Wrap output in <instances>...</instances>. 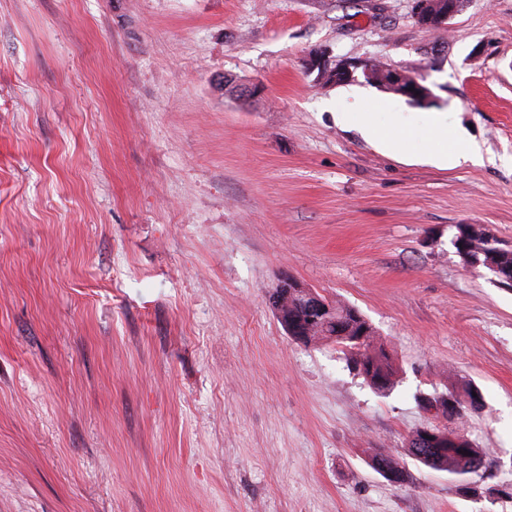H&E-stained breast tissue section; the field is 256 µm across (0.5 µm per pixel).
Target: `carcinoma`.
<instances>
[{"label":"carcinoma","instance_id":"carcinoma-1","mask_svg":"<svg viewBox=\"0 0 512 512\" xmlns=\"http://www.w3.org/2000/svg\"><path fill=\"white\" fill-rule=\"evenodd\" d=\"M374 336V328L358 309L338 302L336 324L329 326L328 334L315 332L305 337L304 344L331 341L347 349L350 353V368L363 376L374 391L385 394L394 385L396 369L386 349L381 345L374 346ZM446 395L454 403L453 410L445 415L447 419H458L466 409L476 411L483 407V398L473 386H467L460 391L452 388ZM435 432L432 441L421 437L417 432L408 440L405 451L418 465L450 474L458 472L459 468L468 463L476 462L484 470L490 466L486 453L466 434L438 427ZM369 465L380 475L391 473L397 483L406 481L405 471L384 450L374 451L370 455Z\"/></svg>","mask_w":512,"mask_h":512}]
</instances>
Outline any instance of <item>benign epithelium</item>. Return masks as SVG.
I'll use <instances>...</instances> for the list:
<instances>
[{
	"mask_svg": "<svg viewBox=\"0 0 512 512\" xmlns=\"http://www.w3.org/2000/svg\"><path fill=\"white\" fill-rule=\"evenodd\" d=\"M461 0H448V4L440 5L432 9L427 8V4L416 0L415 17L417 21L427 27L446 28L448 21L459 11ZM309 72L317 73V77L339 76L344 81H352L355 78L356 71H361V76L365 82L377 87H392L406 97L415 105H429L433 103L435 97L429 87L420 83L411 74L396 69H389L385 72L382 79L376 80L373 77V69L367 61L361 62H338L330 64L329 57L323 50H316L308 59ZM506 249L497 237L484 230H479L472 225L467 226L466 233L462 236V246L459 256L463 265L479 269L484 265L498 270V264L491 262H482L480 256L487 250L501 252ZM296 295L305 301V309L310 313L309 323L323 322L327 325L336 323V309L332 303L321 298L319 293L304 284L303 282L291 277L284 276L279 279L275 288L269 293L268 299L273 307L277 317L283 324L285 330L292 336L307 335L308 323H301L296 319L288 317V298Z\"/></svg>",
	"mask_w": 512,
	"mask_h": 512,
	"instance_id": "7a95c632",
	"label": "benign epithelium"
}]
</instances>
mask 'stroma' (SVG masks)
Wrapping results in <instances>:
<instances>
[{
  "label": "stroma",
  "instance_id": "stroma-1",
  "mask_svg": "<svg viewBox=\"0 0 512 512\" xmlns=\"http://www.w3.org/2000/svg\"><path fill=\"white\" fill-rule=\"evenodd\" d=\"M317 49L439 102L323 84ZM435 124L481 163L430 161ZM465 224L512 246V0L443 30L413 0H0V512H512V290ZM285 275L360 310L390 395L286 334ZM468 383L458 420L417 402ZM427 423L498 495L416 465ZM459 237L463 242L458 255L463 265L472 269H481L483 262L480 260V256L484 255L486 250H493V252L512 250L511 246H504L491 232L479 230L472 225L467 226L465 235L460 234ZM478 240L482 241L480 247H477ZM434 441L424 439L415 432L408 440L405 451L418 465L432 470L457 473L462 464L477 462L486 471L490 466L486 453L469 437L459 431H448L435 427ZM468 451V455L462 454ZM479 470V471H480ZM369 459L370 467L387 481H389V479L384 475L383 472H389L394 475L395 483L406 481L407 474L403 468L398 466L392 455L388 452L384 450H376L370 455Z\"/></svg>",
  "mask_w": 512,
  "mask_h": 512
}]
</instances>
